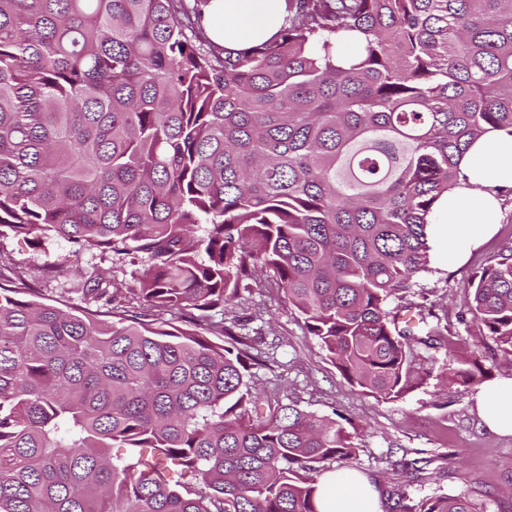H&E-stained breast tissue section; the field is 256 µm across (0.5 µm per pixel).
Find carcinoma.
Segmentation results:
<instances>
[{
	"label": "carcinoma",
	"instance_id": "obj_1",
	"mask_svg": "<svg viewBox=\"0 0 512 512\" xmlns=\"http://www.w3.org/2000/svg\"><path fill=\"white\" fill-rule=\"evenodd\" d=\"M209 2L0 0V236L148 262L139 312L84 281L102 320L22 297L0 259V512H319L356 435L259 393L270 353L224 310L269 285L386 402L448 331L392 302L459 159L512 133V0H285L237 52L201 27ZM469 287L461 318L511 358L512 246ZM422 512L481 508L435 492Z\"/></svg>",
	"mask_w": 512,
	"mask_h": 512
}]
</instances>
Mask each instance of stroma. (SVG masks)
<instances>
[{
    "mask_svg": "<svg viewBox=\"0 0 512 512\" xmlns=\"http://www.w3.org/2000/svg\"><path fill=\"white\" fill-rule=\"evenodd\" d=\"M511 241L512 203L508 202L502 206L497 233L473 250L463 266L448 268L437 253H429L426 269L407 298L433 307L447 323L451 342L423 359V384L394 402L375 400L352 387L306 332L300 315L287 309L271 290L250 289L229 310L230 315L248 320L250 328L275 347L276 368L253 371L261 389L277 388L282 399L297 401L319 416L337 411L352 418L360 437L349 465L375 480L383 512H395V491L405 476L391 464L402 458L418 459L424 465L425 484L410 490L407 512H419V501L438 487L485 502L487 512H512V436L492 433L484 426L472 408L476 384L445 380L449 359L461 356L478 357L489 380L512 376V362L497 356L493 341L476 324L457 320L472 274L491 263ZM0 255L22 271L35 300L60 307L84 305L102 313L108 310L105 301L84 302L85 279L102 276L128 296L137 288L145 266L140 257L105 256L95 250L77 256L61 239L35 249L14 235L0 237ZM57 264L67 267V274L43 279V269ZM488 490L493 498H485Z\"/></svg>",
    "mask_w": 512,
    "mask_h": 512,
    "instance_id": "obj_1",
    "label": "stroma"
}]
</instances>
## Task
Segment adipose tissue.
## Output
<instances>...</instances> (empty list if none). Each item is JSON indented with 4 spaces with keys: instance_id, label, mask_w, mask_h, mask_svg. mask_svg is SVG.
<instances>
[{
    "instance_id": "adipose-tissue-1",
    "label": "adipose tissue",
    "mask_w": 512,
    "mask_h": 512,
    "mask_svg": "<svg viewBox=\"0 0 512 512\" xmlns=\"http://www.w3.org/2000/svg\"><path fill=\"white\" fill-rule=\"evenodd\" d=\"M284 16V0H210L201 24L214 43L234 51L271 37ZM509 187L512 133H485L460 159L458 183L438 201L427 230L448 267L462 265L493 234L499 221L498 191ZM474 400L491 431L512 436V378L482 384ZM318 487L319 512H382L375 485L355 470L325 473Z\"/></svg>"
}]
</instances>
